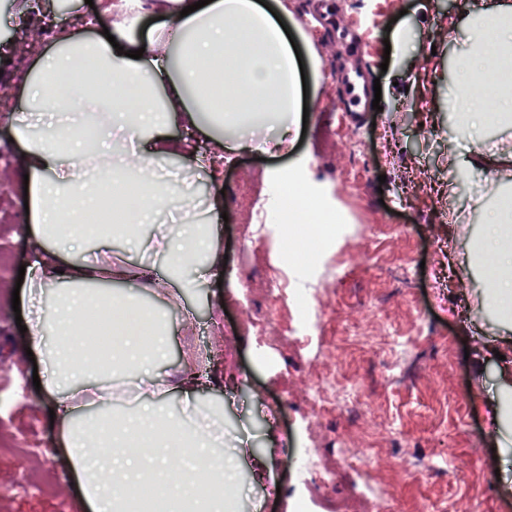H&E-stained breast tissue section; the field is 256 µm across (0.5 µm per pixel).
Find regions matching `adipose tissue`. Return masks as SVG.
<instances>
[{"instance_id": "obj_1", "label": "adipose tissue", "mask_w": 512, "mask_h": 512, "mask_svg": "<svg viewBox=\"0 0 512 512\" xmlns=\"http://www.w3.org/2000/svg\"><path fill=\"white\" fill-rule=\"evenodd\" d=\"M194 2L173 0L165 9V40L140 41L117 22L111 37L59 43L31 73L26 110L16 120L15 135L22 147V171L29 176L25 235L33 247L21 304L28 317L26 346L34 354H44L50 347L58 361H70L69 338L74 329H90L88 310L97 302L112 305L126 319L114 346L123 358L148 361L168 335L165 323L155 316L150 318L153 335L144 338L137 321L147 316L145 310L110 290L112 282L138 279L139 266L113 268L112 240L107 235L84 239L76 249L60 244L51 234L59 220L82 223L85 212L97 205L104 183H111L117 201L125 184L136 183L144 196L142 212L158 221L150 235L132 231V241L146 250L162 244L169 264L165 294L169 304H179L199 278L222 267L224 256L214 247L215 225L202 221L172 226L160 220L173 206L190 202L182 188L160 173L163 163L183 149L181 142L169 137L170 125L183 120L206 134L209 151L219 160L225 151L240 146L247 126H266L282 137L298 121L300 67L278 22L286 8L272 12L257 0H210L198 9ZM467 12L476 48L454 63L464 77L455 110L462 126L481 130L512 117V8L468 0ZM137 49L142 58H130V51ZM84 55L95 56L101 74L120 90L111 109L89 103L79 93L61 99L49 92L48 79L68 78ZM219 66L227 76L224 109L211 112L208 73ZM489 88L496 96L490 113L479 105L480 95ZM49 112L59 114L56 124L42 123V115ZM116 123L138 139V154L127 155L113 142ZM85 129L93 131L92 140L80 141L76 150L59 149V142L69 144ZM493 215L494 222L485 225L482 235L483 251L490 259L487 297L494 311L511 322L512 197L500 194ZM112 390V383L93 378L71 377L63 384L54 379L47 385L56 402L65 463L79 478L90 512H123L121 490L147 476L165 478L170 485L185 484L183 471L168 470L165 459L170 455L189 459L198 470L223 468L224 455L214 447L222 431L217 423L204 432L152 411L115 433L87 426L90 397L99 396L108 409ZM145 439L155 446L148 455L140 450Z\"/></svg>"}]
</instances>
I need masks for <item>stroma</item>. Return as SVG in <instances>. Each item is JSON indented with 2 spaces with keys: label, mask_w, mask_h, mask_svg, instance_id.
Returning <instances> with one entry per match:
<instances>
[{
  "label": "stroma",
  "mask_w": 512,
  "mask_h": 512,
  "mask_svg": "<svg viewBox=\"0 0 512 512\" xmlns=\"http://www.w3.org/2000/svg\"><path fill=\"white\" fill-rule=\"evenodd\" d=\"M110 0H0V437L33 431L31 454L0 453V487H11L29 471L32 457L50 473L44 490L29 489L0 500V512H81L80 490L57 459L52 398L36 390L48 382L47 358L22 354L23 336L9 297L30 246L20 230L27 222L18 176L21 148L13 139L14 117L23 109L22 79L51 44L35 20L42 14L69 16V33L85 30ZM463 0H285L288 28L303 55L309 94L305 135L288 134L267 149L268 129H251L253 146L226 153L220 178L204 171L210 158L203 134L180 124L173 136L191 152L177 159L192 185L196 214L221 197L228 216L217 248L224 252L222 279L202 281L181 306L167 307L155 281L166 262L155 251L140 253L120 238L114 252L142 263L150 279L129 293L163 313L170 326L164 357L124 377V411L138 408L155 386L152 376L177 377L193 364L200 374L199 413L190 420L206 427L204 409L224 412L221 441L224 482L236 487L238 512H361L365 469L338 463L341 451L363 455L373 445V475L399 512L449 502L451 512H512V492L495 471L497 435L485 404L499 387L512 388V328L488 307L486 269L474 247L494 206L495 176L470 164L471 138L451 110L458 76L454 62L472 41L468 25L449 34L448 19ZM368 71L381 85V108L342 116L346 103L338 80L343 72ZM301 187L335 213L342 235H324L316 261L297 272L281 250L285 228L266 223L279 182ZM405 224L409 235L375 232V225ZM278 275L282 290L273 301L263 289ZM251 280L244 288L242 280ZM318 300L321 324L309 330L292 303L296 292ZM386 311L404 344L384 350L377 326L367 325L365 343L340 341L343 324L360 317L366 300ZM224 313H215L217 305ZM426 316L414 322L416 311ZM267 321L263 336H240L244 313ZM345 376L364 385L358 410L330 405L312 414L308 391L331 360ZM316 451L336 468L328 486L309 492L298 460Z\"/></svg>",
  "instance_id": "obj_1"
}]
</instances>
